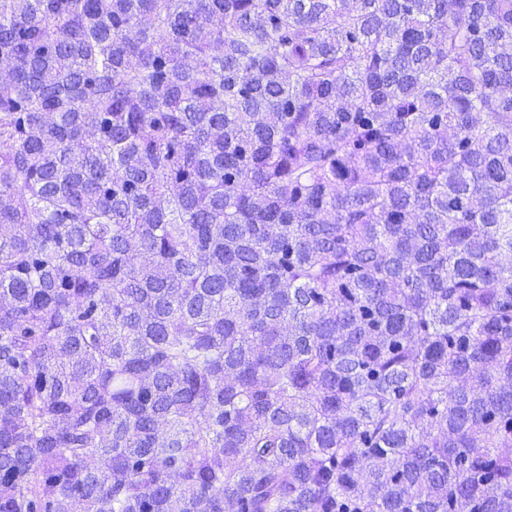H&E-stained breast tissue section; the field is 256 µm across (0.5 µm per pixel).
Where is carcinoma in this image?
Here are the masks:
<instances>
[{"label":"carcinoma","instance_id":"carcinoma-1","mask_svg":"<svg viewBox=\"0 0 512 512\" xmlns=\"http://www.w3.org/2000/svg\"><path fill=\"white\" fill-rule=\"evenodd\" d=\"M0 512H512V0H0Z\"/></svg>","mask_w":512,"mask_h":512}]
</instances>
